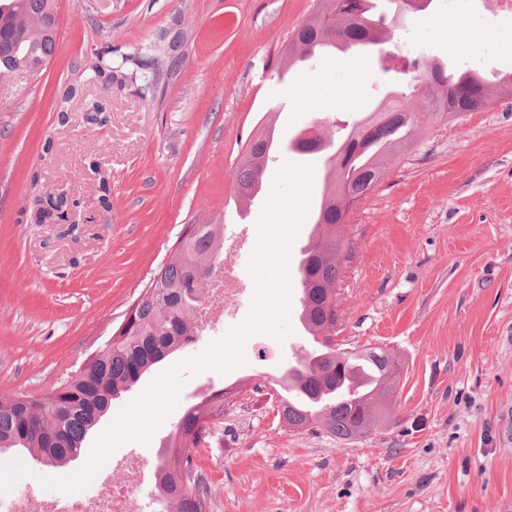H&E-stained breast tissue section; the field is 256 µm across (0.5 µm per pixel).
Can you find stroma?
<instances>
[{
	"label": "stroma",
	"instance_id": "35a3bbf8",
	"mask_svg": "<svg viewBox=\"0 0 512 512\" xmlns=\"http://www.w3.org/2000/svg\"><path fill=\"white\" fill-rule=\"evenodd\" d=\"M316 0H61L55 51L37 80L0 107V394L39 395L102 348L186 225L250 229L238 275L248 318L250 262L267 195L239 207L233 170L264 127L316 129L339 143L367 112L405 91L377 60L336 53L287 89L275 58ZM129 55L123 83L94 66ZM392 64L438 58L493 78L512 72V17L464 23L448 0L404 19L386 44ZM100 101L107 122H90ZM67 120H60V112ZM96 154L100 168L85 169ZM112 209L98 205L99 184ZM62 190L81 206L71 224H38L34 202ZM306 218L288 265L290 334L257 332L243 364L189 376L149 442L146 468L184 410L235 385L221 422L194 448L211 512H512V98L453 122L414 125L374 191L350 214L337 286L336 336L385 347L401 374L385 422L346 441L288 428L274 390L310 338L295 280L312 231ZM197 336L112 403L84 446L158 374L203 353Z\"/></svg>",
	"mask_w": 512,
	"mask_h": 512
}]
</instances>
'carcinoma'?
<instances>
[{"instance_id":"carcinoma-1","label":"carcinoma","mask_w":512,"mask_h":512,"mask_svg":"<svg viewBox=\"0 0 512 512\" xmlns=\"http://www.w3.org/2000/svg\"><path fill=\"white\" fill-rule=\"evenodd\" d=\"M374 0H319V8L296 28L281 58L289 72L299 61L330 49L368 52L388 38L385 18H373ZM58 0H0V97L12 96L40 75L55 49ZM129 57L99 58L98 71L122 81ZM420 83L425 107L412 106L413 94L399 93L381 112L356 124L338 151L327 156L330 183L322 197L313 232L299 263L302 288L299 318L309 335L324 343L318 353L305 355L286 371L283 388L322 399L310 410L281 398L279 415L289 427L318 425L343 440L365 436L378 423L375 395L392 391L396 364L381 348L338 355L336 345V284L340 274L342 239L334 230L347 223L343 200L364 199L379 183L388 158L404 147L406 131L424 118L447 121L485 104L489 84L478 71L448 72L444 64L425 65ZM274 150L270 131L251 137L233 178L237 199L254 200ZM37 223L48 218L67 221V202L49 196ZM224 225L192 224L180 238L173 262L158 269L153 282L125 313L112 342L93 354L87 364L47 392L0 395V453L13 451L18 460H44L48 472L77 459L89 430L105 415L112 400L129 390L153 365L194 342V315L208 299L207 287L224 261ZM367 371L382 385L375 395L351 400L336 390L359 381ZM225 388L187 407L163 445L161 473L155 488L159 502L176 512H210L205 480L192 450L224 417Z\"/></svg>"}]
</instances>
